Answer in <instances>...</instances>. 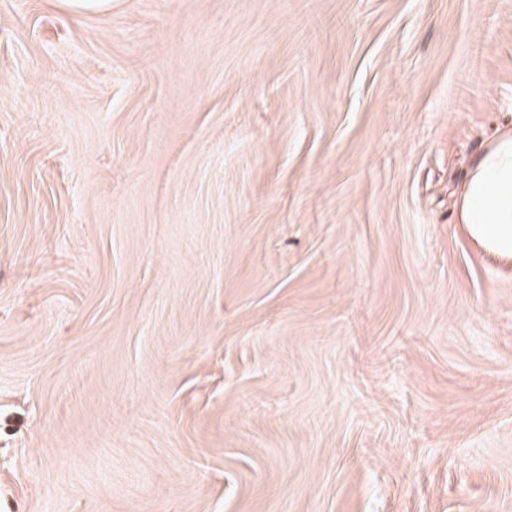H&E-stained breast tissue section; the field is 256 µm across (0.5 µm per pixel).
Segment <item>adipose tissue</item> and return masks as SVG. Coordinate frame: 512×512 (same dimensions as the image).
Masks as SVG:
<instances>
[{
    "mask_svg": "<svg viewBox=\"0 0 512 512\" xmlns=\"http://www.w3.org/2000/svg\"><path fill=\"white\" fill-rule=\"evenodd\" d=\"M459 222L485 251L512 259V127L497 130L473 161L459 195Z\"/></svg>",
    "mask_w": 512,
    "mask_h": 512,
    "instance_id": "1",
    "label": "adipose tissue"
}]
</instances>
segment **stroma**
<instances>
[{
    "instance_id": "1",
    "label": "stroma",
    "mask_w": 512,
    "mask_h": 512,
    "mask_svg": "<svg viewBox=\"0 0 512 512\" xmlns=\"http://www.w3.org/2000/svg\"><path fill=\"white\" fill-rule=\"evenodd\" d=\"M506 126L512 0H0V512H512ZM62 8L74 14H87L108 11L112 0H57ZM459 224L485 251L512 259V127L499 129L470 167Z\"/></svg>"
}]
</instances>
